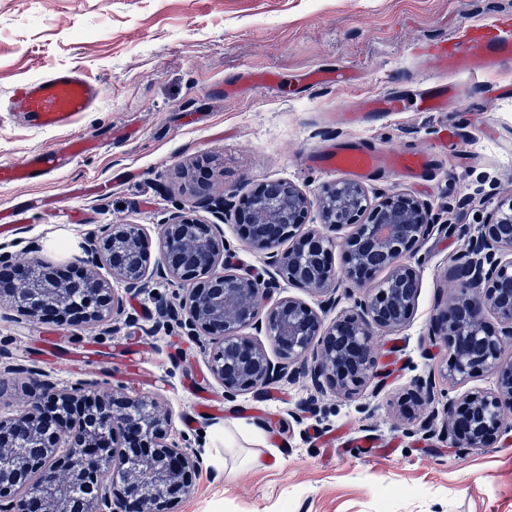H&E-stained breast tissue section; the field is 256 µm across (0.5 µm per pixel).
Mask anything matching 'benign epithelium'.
Wrapping results in <instances>:
<instances>
[{
	"mask_svg": "<svg viewBox=\"0 0 512 512\" xmlns=\"http://www.w3.org/2000/svg\"><path fill=\"white\" fill-rule=\"evenodd\" d=\"M322 224L300 232L310 202L291 182L271 181L244 212L252 248L266 254L273 269L267 279L224 267V232L183 212L161 224V248L152 258L138 224H107L78 278L62 283L30 262L25 274L0 298L28 318L53 316L62 323L77 316L87 325L106 321L122 300L96 272L130 291L146 279L192 281L180 325L190 336L210 337L209 371L224 394L256 389L287 374L290 367L348 391L373 376L376 331H396L410 320L420 287L413 255L434 218L414 197L394 192L374 204L365 189L339 182L320 198ZM352 228L342 244L345 266L327 260L331 233ZM297 238L286 251L278 245ZM376 272L384 276L372 282ZM459 283L450 290L436 335L448 344L444 376L458 383L484 374L494 388L475 390L449 407L442 430L454 444L483 448L512 431V196L499 200L495 218L456 259ZM301 285L334 304L341 282L368 285L354 297L352 313L325 324L307 303L288 297L259 321L263 300L277 279ZM499 329L491 332L485 312ZM252 326L276 347L275 363L265 346L241 335ZM22 411L0 419V512H169L189 495L202 469L200 456L170 439V413L155 397L115 398L97 380L61 390L34 370L26 371ZM78 409L77 422L45 415L48 406Z\"/></svg>",
	"mask_w": 512,
	"mask_h": 512,
	"instance_id": "7a95c632",
	"label": "benign epithelium"
}]
</instances>
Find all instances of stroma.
<instances>
[{"label": "stroma", "instance_id": "obj_1", "mask_svg": "<svg viewBox=\"0 0 512 512\" xmlns=\"http://www.w3.org/2000/svg\"><path fill=\"white\" fill-rule=\"evenodd\" d=\"M493 17L512 19V0H0V104L18 85L60 69L82 70L103 89L95 111L60 129L0 111V163L71 139L98 142L50 178L0 186V211L21 215L0 232L9 251L56 264L85 260L107 224L141 225L155 250L176 208L210 224L206 197L240 200L274 180L314 200L343 176L308 156L345 145L431 153L429 181L380 171L362 186L373 198L409 194L439 223L415 256L412 318L375 336L382 384L318 393L301 374L227 397L209 372L206 337L154 331L186 292L155 278L136 293L114 283L124 309L96 327L31 320L0 304V418L20 410L19 371L30 367L61 387L96 378L118 396L159 398L172 438L203 458L194 490L171 512H512V442L459 448L402 414L408 403L439 412L494 385L487 375L448 383V346L433 329L455 258L497 199L512 195V97L482 92L512 82V63L490 75L455 76L461 98L445 111L336 124L337 112L359 98L410 97L421 83L437 82L423 66L425 49ZM336 67L356 70L357 80L342 87L305 80L309 71ZM245 70L276 76L278 88L225 96ZM222 228L231 265L266 273L242 225L228 220ZM423 377L433 378V396L419 389ZM199 394L218 398L221 412L195 415ZM264 397L265 417L245 415ZM310 399L316 405L307 413ZM316 431L333 438L334 451L313 443ZM227 435L236 456L224 454ZM275 435L286 448L272 444ZM365 436L391 444L390 456L355 453ZM240 455L257 457V465L239 466Z\"/></svg>", "mask_w": 512, "mask_h": 512}]
</instances>
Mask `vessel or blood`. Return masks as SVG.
<instances>
[{
    "instance_id": "vessel-or-blood-1",
    "label": "vessel or blood",
    "mask_w": 512,
    "mask_h": 512,
    "mask_svg": "<svg viewBox=\"0 0 512 512\" xmlns=\"http://www.w3.org/2000/svg\"><path fill=\"white\" fill-rule=\"evenodd\" d=\"M428 59L437 70L446 73H494L504 62L512 60V23L497 19L469 27L462 37L432 45ZM101 96L100 86L88 82L78 70L65 69L18 86L9 99L8 109L36 128L59 129L69 126L78 113L91 111ZM451 99L448 85L436 84L421 88L412 99L393 94L369 98L362 112H342L337 120L352 125L359 122L364 112H437L445 109ZM94 146V141L76 139L59 149L29 153L15 164H0V184L36 181L62 171ZM315 163L324 170L358 180L382 169L410 181L422 179L429 173L426 155L391 148H333L317 156Z\"/></svg>"
}]
</instances>
